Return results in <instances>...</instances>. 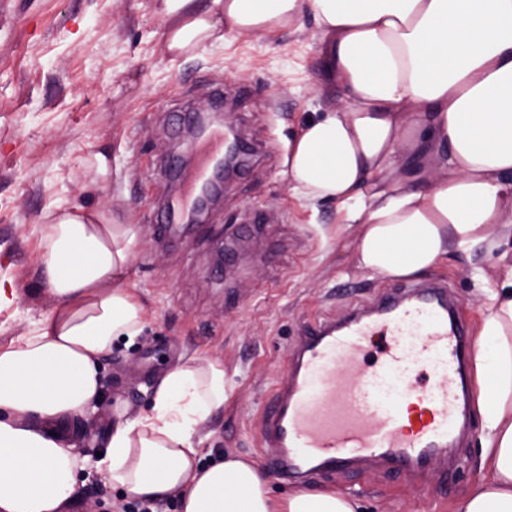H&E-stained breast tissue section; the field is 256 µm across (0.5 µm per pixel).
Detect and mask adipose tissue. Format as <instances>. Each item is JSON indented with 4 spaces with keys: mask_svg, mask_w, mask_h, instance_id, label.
<instances>
[{
    "mask_svg": "<svg viewBox=\"0 0 512 512\" xmlns=\"http://www.w3.org/2000/svg\"><path fill=\"white\" fill-rule=\"evenodd\" d=\"M155 3L175 57L223 42L228 29L272 34L312 16L322 72L348 103L302 125L286 173L297 197L334 202L342 223L357 225L358 267L415 278L453 252L499 251L505 273L485 294L472 353L482 477L454 512H512V0ZM39 234L55 303L0 346V512H62L91 466L129 497L179 496L180 512H360L333 489L274 498L237 457L202 464L197 430L228 398L216 360L169 369L148 411L115 424L96 460L81 454L99 360L145 325L122 280L136 234L83 209L50 213Z\"/></svg>",
    "mask_w": 512,
    "mask_h": 512,
    "instance_id": "obj_1",
    "label": "adipose tissue"
}]
</instances>
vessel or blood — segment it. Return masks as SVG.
<instances>
[{
	"mask_svg": "<svg viewBox=\"0 0 512 512\" xmlns=\"http://www.w3.org/2000/svg\"><path fill=\"white\" fill-rule=\"evenodd\" d=\"M223 147V129L211 130L186 197ZM453 307L445 283L406 282L341 322L305 327L261 419L269 467L288 481L314 461L329 470L358 460L437 464L457 443L470 392L468 328Z\"/></svg>",
	"mask_w": 512,
	"mask_h": 512,
	"instance_id": "1",
	"label": "vessel or blood"
}]
</instances>
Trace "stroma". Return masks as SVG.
<instances>
[{"mask_svg": "<svg viewBox=\"0 0 512 512\" xmlns=\"http://www.w3.org/2000/svg\"><path fill=\"white\" fill-rule=\"evenodd\" d=\"M154 0H0V277L18 301L0 312V346L26 334L54 304L40 272L37 228L59 208L98 209L137 234L126 278L146 310L133 343L115 341L102 360L111 396L99 406L89 447L119 415L148 409L153 387L176 364L222 360L231 387L223 408L199 431L206 459L232 454L264 466L258 420L289 370L304 328L339 320L390 292L391 279L358 269L356 226L343 227L334 203L296 197L283 171L303 122L340 106L346 93L319 67L311 16L272 35L226 32L220 45L164 53ZM257 152L225 188L202 227L170 238L154 226L179 185L165 167L186 128L181 118L215 106ZM107 153L110 174L88 163ZM503 271L498 254L477 247L432 267L447 281L460 316L479 331L482 301ZM445 475L357 466L302 479L360 499L366 512H453L477 483L481 419ZM102 512L126 495L99 472H84Z\"/></svg>", "mask_w": 512, "mask_h": 512, "instance_id": "1", "label": "stroma"}]
</instances>
